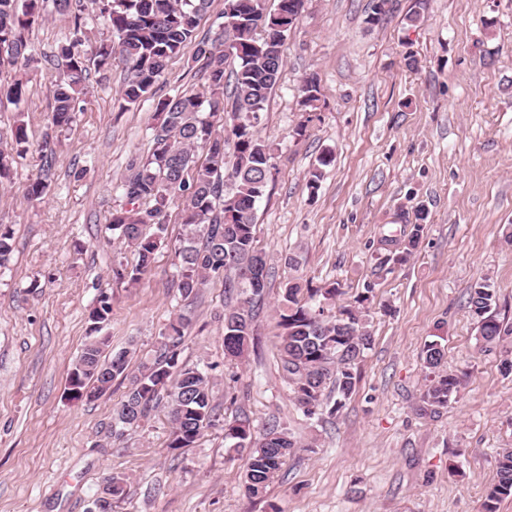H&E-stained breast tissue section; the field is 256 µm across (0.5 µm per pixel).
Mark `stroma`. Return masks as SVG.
I'll return each instance as SVG.
<instances>
[{
	"label": "stroma",
	"mask_w": 512,
	"mask_h": 512,
	"mask_svg": "<svg viewBox=\"0 0 512 512\" xmlns=\"http://www.w3.org/2000/svg\"><path fill=\"white\" fill-rule=\"evenodd\" d=\"M375 2L306 0L284 42L257 128L274 148L273 179L256 206L271 276L255 347L241 362L224 357L222 314L235 299L222 280L186 298L175 286L179 208L140 282L113 281L115 264L138 261L107 224L122 202L121 177L151 151L154 103L121 108L124 71L97 66L93 48L111 32L92 7L63 19L46 6L30 31L34 51L53 55L81 24L86 73L66 130L51 126L58 74L43 61L24 71L18 104L0 103V129L24 114L32 146L0 187V224L13 231L0 268V512H88L110 474L126 478L112 512H481L494 458L512 448V374L500 369L512 343L481 351L466 290L489 280L499 319L512 325V0H390L387 17L370 25ZM196 50L188 44L169 61L157 96L202 92ZM309 73L320 85L313 109L298 91ZM48 134L51 189L30 201L24 189ZM327 149L334 161L310 191ZM421 213L419 246L396 263L378 239ZM290 277L313 288L339 283L332 315L369 297L373 344L338 415L305 418L282 376L275 308ZM103 292L112 314L96 331L89 313ZM180 317L179 358L207 372L220 425L174 450L161 406L113 437L129 376ZM97 334L108 337V354L128 352L127 375L96 399L68 400V375ZM432 341L461 387L424 417L414 407ZM239 416L254 435L276 423L297 442L261 499L245 492L246 451L224 438V422Z\"/></svg>",
	"instance_id": "1"
}]
</instances>
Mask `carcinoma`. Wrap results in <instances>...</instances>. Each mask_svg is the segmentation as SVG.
<instances>
[{"mask_svg":"<svg viewBox=\"0 0 512 512\" xmlns=\"http://www.w3.org/2000/svg\"><path fill=\"white\" fill-rule=\"evenodd\" d=\"M210 4L211 0H91L112 33L110 42L95 48L97 65L109 67L115 58L127 65L120 92L126 104L136 105L155 95L154 87L169 60L196 41L199 20ZM303 6L304 0H277L273 9L266 0H224L225 18L235 20L231 44L222 37L198 43V53L207 59L202 80L209 97L185 93L157 101L152 151L129 165L120 183L125 204L110 219L112 230L138 254L132 268L113 266L112 279L136 283L164 242L169 207L182 206L187 234L178 252L177 288L188 297L209 278L222 274L224 290L238 294L237 305L224 311V357L230 360L244 359L253 344L254 311L263 302L269 275L267 254L256 248L255 211L274 164L271 148L258 136L257 126L284 66L282 36L288 30H273L268 22L281 13H298ZM43 10L44 0H0V48H5L0 51V68L25 69L39 63L29 33ZM81 35L80 27H74L68 43L54 55L63 78L56 84L52 124L60 130L72 123L75 95L85 72ZM25 88L23 78H15L0 84V98L18 103ZM300 92L304 106L316 107L320 100L316 75L303 79ZM229 137L234 142L231 158L225 152ZM199 147L206 149L203 162L196 157ZM29 150L27 124L19 116L9 132H0V183L10 178ZM54 160L55 143L46 137L39 149V174L25 190L28 199L44 196ZM332 162L329 150L317 158L308 179L311 191H317ZM422 232L423 225L414 224L408 234L382 236L380 246L395 250L398 260L405 262L416 251ZM339 293L334 284L318 293L289 281L277 307L282 375L309 418L322 411L327 389L334 397L330 413L341 410L354 391L355 365L372 346L364 314L368 297H356L354 306L331 317L322 306L312 304L317 295L329 301ZM468 307L478 324L481 347L490 350L512 336V325L504 324L495 312L496 292L487 281L470 285ZM111 313L110 298L102 294L90 320L102 324ZM183 328L181 318L169 324L153 360L141 365L113 414L115 424L137 427L159 401L166 400L173 449L191 447L216 422L209 377L179 360ZM107 343L105 337L89 342L73 366L78 390L86 391L87 399L109 389L128 369L125 351L108 361L102 359ZM444 359L441 344L425 346L423 362L429 380L417 408L422 416L439 413L458 393L460 380L444 369ZM224 438L240 446L253 443L244 476L246 492L253 498L266 495L296 447V441L276 423L254 441L252 432L241 428L239 421L226 422ZM511 496L512 448H504L496 458L482 512H498L499 504Z\"/></svg>","mask_w":512,"mask_h":512,"instance_id":"1","label":"carcinoma"}]
</instances>
